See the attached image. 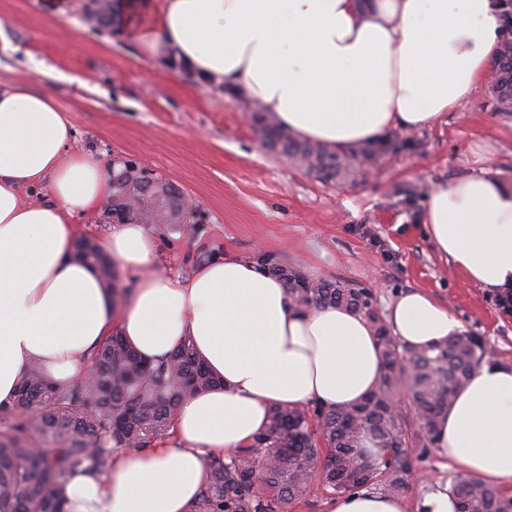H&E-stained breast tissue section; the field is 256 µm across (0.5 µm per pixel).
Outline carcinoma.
<instances>
[{"mask_svg": "<svg viewBox=\"0 0 512 512\" xmlns=\"http://www.w3.org/2000/svg\"><path fill=\"white\" fill-rule=\"evenodd\" d=\"M491 90L499 112H512V29L503 13V39L493 60ZM262 140L295 165L323 181L354 179L376 150L359 144L333 150L300 139L261 112L253 113ZM133 160L112 170V200L105 217L117 223L148 224L189 238L201 232L197 211L185 207L171 183L141 185ZM75 256L118 293V273L102 246L76 241ZM251 262L285 282L292 302L303 309L336 305L364 316L375 331L383 372L360 402L324 409L277 406L253 444L212 464L194 512H286L318 481L325 491L346 494L362 487L400 496L408 475L432 446L433 432L457 393L487 355L475 337L457 334L427 348L400 344L372 303L371 293L340 281L311 280L257 252ZM217 384L191 338L165 359L146 362L122 337L106 338L93 352L80 381L55 384L31 366L10 404L0 403V502L11 512H65L64 480L78 470L101 473L119 448L148 449L169 437L180 404ZM410 395L413 415L395 406ZM419 424L408 441L410 418ZM372 440V454L362 448ZM449 493L457 512H509L512 500L483 480L458 475Z\"/></svg>", "mask_w": 512, "mask_h": 512, "instance_id": "1", "label": "carcinoma"}]
</instances>
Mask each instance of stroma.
I'll return each mask as SVG.
<instances>
[{"instance_id": "obj_1", "label": "stroma", "mask_w": 512, "mask_h": 512, "mask_svg": "<svg viewBox=\"0 0 512 512\" xmlns=\"http://www.w3.org/2000/svg\"><path fill=\"white\" fill-rule=\"evenodd\" d=\"M54 6L65 9V26L47 23ZM92 6L0 0V86L51 92L74 126V151L107 167L134 160L195 202L204 217L200 240L153 229L158 271L189 276L190 255L206 243L243 258L262 250L309 278L369 289L384 316L418 289L487 343V361L512 367V314L435 251L423 224L433 185L485 170L512 185V114L497 112L490 81L432 124L386 132L368 178L324 182L263 145L252 102L178 60L151 56L126 35L128 14L87 22ZM454 471L429 450L405 499L417 502Z\"/></svg>"}]
</instances>
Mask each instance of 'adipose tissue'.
I'll use <instances>...</instances> for the list:
<instances>
[{
  "instance_id": "adipose-tissue-1",
  "label": "adipose tissue",
  "mask_w": 512,
  "mask_h": 512,
  "mask_svg": "<svg viewBox=\"0 0 512 512\" xmlns=\"http://www.w3.org/2000/svg\"><path fill=\"white\" fill-rule=\"evenodd\" d=\"M165 47L204 79L237 88L300 138L332 148L413 130L479 89L501 42L494 0H143ZM73 126L53 95L0 88V402L31 365L72 383L90 350L120 333L145 359L184 337L218 378L180 407L173 442L119 450L110 469L71 477L67 512H193L210 463L250 446L271 406L352 404L373 389L380 351L368 321L342 308L302 312L285 283L228 252L182 278L154 269L141 224L112 225L104 245L138 281L122 310L73 257L72 219L110 189L95 156L71 151ZM43 187L34 203L25 189ZM423 221L467 278L512 289V189L492 173L434 186ZM390 320L404 344L459 334L433 297L400 296ZM433 446L465 474L512 488V367L482 364L437 424ZM360 490L329 512H407Z\"/></svg>"
}]
</instances>
